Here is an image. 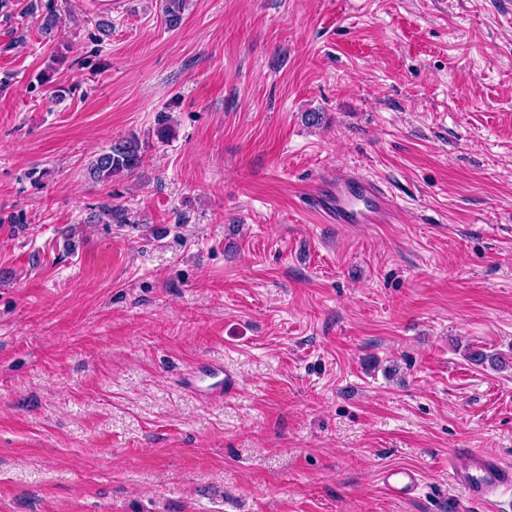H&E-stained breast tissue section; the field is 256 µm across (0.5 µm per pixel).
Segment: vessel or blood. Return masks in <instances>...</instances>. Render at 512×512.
I'll list each match as a JSON object with an SVG mask.
<instances>
[{
    "label": "vessel or blood",
    "mask_w": 512,
    "mask_h": 512,
    "mask_svg": "<svg viewBox=\"0 0 512 512\" xmlns=\"http://www.w3.org/2000/svg\"><path fill=\"white\" fill-rule=\"evenodd\" d=\"M319 210L334 224H388L392 206L373 179L363 175L336 178L318 196ZM448 475L452 484L463 487L472 500L485 502L502 487L512 486V467L490 452L479 449L453 451L448 455ZM386 488L395 496L407 497L419 484L418 473L393 467L383 473Z\"/></svg>",
    "instance_id": "b4317fda"
}]
</instances>
